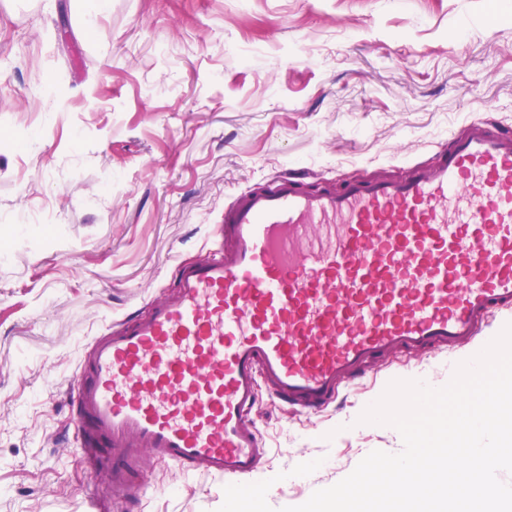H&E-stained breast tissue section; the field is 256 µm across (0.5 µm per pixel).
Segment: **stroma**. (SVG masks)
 I'll return each instance as SVG.
<instances>
[{
	"mask_svg": "<svg viewBox=\"0 0 512 512\" xmlns=\"http://www.w3.org/2000/svg\"><path fill=\"white\" fill-rule=\"evenodd\" d=\"M484 114L512 127V0H111L91 30L73 0H0V512L108 497L72 425L76 367L208 258L238 193L401 175ZM453 361L391 355L320 415L263 392L260 474L321 462L268 504L399 452L364 407L393 379L445 386ZM225 486L150 462L136 512H217Z\"/></svg>",
	"mask_w": 512,
	"mask_h": 512,
	"instance_id": "1",
	"label": "stroma"
}]
</instances>
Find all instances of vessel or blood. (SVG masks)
<instances>
[{
    "label": "vessel or blood",
    "mask_w": 512,
    "mask_h": 512,
    "mask_svg": "<svg viewBox=\"0 0 512 512\" xmlns=\"http://www.w3.org/2000/svg\"><path fill=\"white\" fill-rule=\"evenodd\" d=\"M224 255L179 269L150 312L88 349L71 393L85 465L135 496L144 457L230 483L262 464L260 380L316 412L396 351L478 347L512 314V130L475 121L405 178L277 177L224 211Z\"/></svg>",
    "instance_id": "vessel-or-blood-1"
}]
</instances>
